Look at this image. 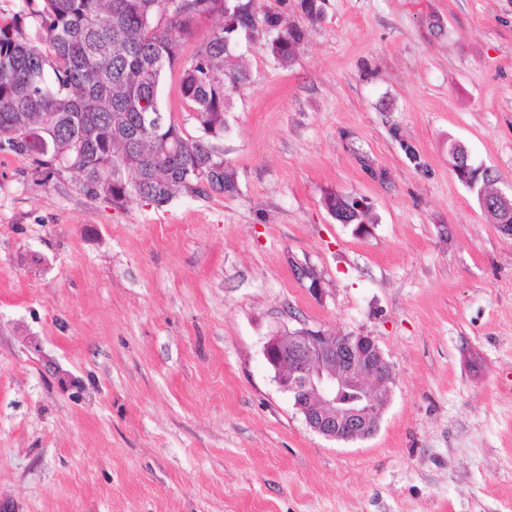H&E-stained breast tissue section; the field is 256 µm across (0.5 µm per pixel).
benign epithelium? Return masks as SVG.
Masks as SVG:
<instances>
[{
	"mask_svg": "<svg viewBox=\"0 0 512 512\" xmlns=\"http://www.w3.org/2000/svg\"><path fill=\"white\" fill-rule=\"evenodd\" d=\"M454 172L465 184L491 175L470 162L466 147L452 146ZM488 223L512 237V190L479 195ZM264 358L306 426L327 440L349 442L373 436L386 407L381 391L394 384L390 362L373 337L339 335L322 328L287 330L268 337Z\"/></svg>",
	"mask_w": 512,
	"mask_h": 512,
	"instance_id": "obj_1",
	"label": "benign epithelium"
}]
</instances>
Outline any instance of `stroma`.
<instances>
[{
	"label": "stroma",
	"instance_id": "stroma-1",
	"mask_svg": "<svg viewBox=\"0 0 512 512\" xmlns=\"http://www.w3.org/2000/svg\"><path fill=\"white\" fill-rule=\"evenodd\" d=\"M295 3L290 65L235 50V193L118 208L0 152V512H512V238L450 152L512 187V0ZM304 325L383 350L373 437L277 386ZM454 154V172L464 184H474L481 176H491L490 170L483 165L475 167L470 162V155L466 147L460 143L452 146L451 154Z\"/></svg>",
	"mask_w": 512,
	"mask_h": 512
}]
</instances>
